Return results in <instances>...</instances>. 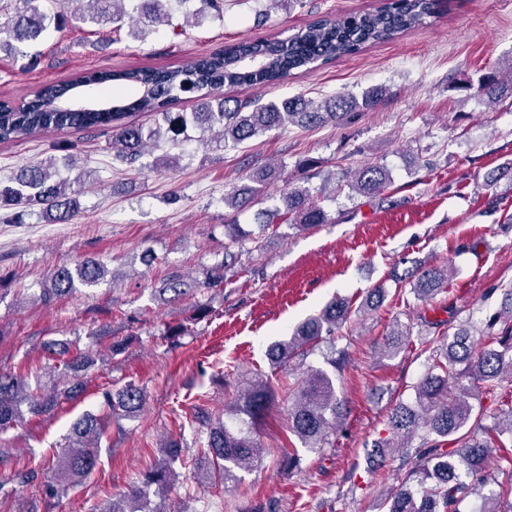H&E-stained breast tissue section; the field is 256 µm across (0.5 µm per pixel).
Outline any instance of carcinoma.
<instances>
[{
    "mask_svg": "<svg viewBox=\"0 0 512 512\" xmlns=\"http://www.w3.org/2000/svg\"><path fill=\"white\" fill-rule=\"evenodd\" d=\"M22 6L0 5V51L25 57L23 47L61 32L68 24L62 0H20ZM86 9L75 20L96 26L118 24L128 17L131 35L144 39L157 28L172 25L174 4L189 0H82ZM196 22L222 16L220 0H196ZM437 7V0H384L371 12L342 20L321 18L287 38L242 40L219 52L196 57L179 68L139 67L126 70L100 69L91 76L75 74L35 92L28 101L15 106L0 102V142H11L48 131L98 130L111 138L114 155L133 167L150 144L161 141L179 145V136L188 131L203 133L219 130L204 140L208 146L228 141L242 144L272 129L300 124L345 122L355 110L385 101L386 91L374 88L362 98L333 97L321 103L300 96L262 103L252 97H224L223 88H266L279 85L301 70L327 64L358 52L362 47L389 41L422 24ZM476 92L489 100L512 95V63L508 82L492 69L481 76ZM191 93L197 100L191 112H175L181 95ZM153 116L150 125L135 120L141 114ZM270 175L264 169L252 177L254 185L235 186L224 194V206L237 213L258 201L263 183ZM390 182L389 171L370 164L354 172V188L364 196L376 195ZM80 189L58 178L55 158L25 165L5 181H0V209H11V219L37 215L49 223L64 224L78 212ZM278 217L300 230L324 224L327 216L305 187H287L281 195V208L265 214L259 225L264 231ZM237 252L224 249V260L212 266L202 282H188L181 275L171 276L159 289L161 295L176 300L196 288L224 285V271L235 263ZM106 275L105 265L94 256L84 257L75 267H60L48 275L49 287L41 299L49 303L68 295L76 284L97 285ZM453 270L448 265L412 266L394 273L395 280L410 286L418 300H427L444 290ZM501 308L475 322L467 319L448 336L420 337V344L432 346L430 363L414 385V403L395 405L388 416L387 436L372 443L373 470L387 464L385 449L403 448L396 466V483L385 492L386 512H463V504L492 481L487 472L495 448L512 449V390L503 386V377L512 379V284L500 290ZM356 314L346 298L335 297L318 314L297 325L288 338L268 346L272 365L285 366L303 357L320 343L326 344V367H310L292 389L288 408V432L301 447L322 453L329 437L345 420V408L337 397L333 381L348 353L336 351V335ZM412 331L398 322L387 336L381 355L394 358L411 342ZM60 356L48 372L56 383L50 390L35 376V385L12 372H0V433L23 422L21 405L34 416L54 409L61 397L75 400L84 392L82 371L94 364L80 340L53 344ZM64 389H59L58 385ZM478 389L496 403L490 414L471 402L472 389ZM94 412H87L74 423L65 457L53 481L45 485V495L58 494L61 485L76 484L87 478L96 466V450L115 418L129 416L143 407V389L133 382L112 392L101 393ZM269 382L257 375L246 380L230 415H245L240 422H227L199 410L193 421L205 430L199 447L211 456L213 469L195 472L191 479L203 484L220 481L229 488L239 481L238 472L261 463L259 445L252 436L253 425L270 409ZM501 488L512 489V452L497 457ZM169 467L161 466L145 474L141 486L99 512H144L143 488L153 484L164 488L175 480ZM501 495L489 492L481 497L474 512H512V502L500 505Z\"/></svg>",
    "mask_w": 512,
    "mask_h": 512,
    "instance_id": "cac0c4a2",
    "label": "carcinoma"
}]
</instances>
